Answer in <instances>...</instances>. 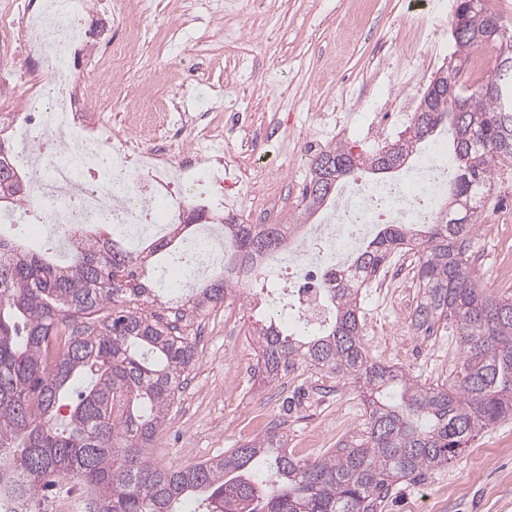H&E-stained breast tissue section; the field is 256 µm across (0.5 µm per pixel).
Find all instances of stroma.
Segmentation results:
<instances>
[{
	"instance_id": "1",
	"label": "stroma",
	"mask_w": 512,
	"mask_h": 512,
	"mask_svg": "<svg viewBox=\"0 0 512 512\" xmlns=\"http://www.w3.org/2000/svg\"><path fill=\"white\" fill-rule=\"evenodd\" d=\"M178 0H152L145 22L154 36L140 44L143 64L134 82L164 77L184 86L189 111L223 119L224 85L240 51L251 76L242 94L244 127L225 135L224 149L241 152L257 172L273 157L291 165L275 187L283 218L301 209L313 152L343 141L371 153L408 137L420 97L454 50V18L437 14L429 0H238L216 21L193 24L184 53L164 48ZM362 10L357 30L346 19ZM228 28L244 30L247 48L225 43ZM469 263L479 284L493 294L512 293L497 266L512 255V164L494 177L489 197L475 216ZM274 284L265 278L242 294L195 316L199 359L182 378L152 457L164 465L189 466L259 437L271 428L288 436V450L314 459L346 437L364 433L367 416L356 389L336 374L298 361L275 381L258 376L253 332L276 316ZM417 288L398 289L384 300L375 286L359 293L363 342L371 356L401 367L420 383L447 380L462 349L460 330L418 334L400 312L415 308ZM382 512H512V420L485 430L461 460L394 486Z\"/></svg>"
}]
</instances>
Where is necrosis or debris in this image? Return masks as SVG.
<instances>
[{
    "label": "necrosis or debris",
    "instance_id": "obj_1",
    "mask_svg": "<svg viewBox=\"0 0 512 512\" xmlns=\"http://www.w3.org/2000/svg\"><path fill=\"white\" fill-rule=\"evenodd\" d=\"M146 0H11L0 9V88L16 90L28 81L18 63L32 57L46 64L42 82L48 103L39 112H18L0 101V131L13 143L12 164L26 171L34 186L29 207L52 230L88 231L110 224L133 237L150 234L155 224L176 223L184 186L211 185L209 206L242 198L245 188L269 184L268 176H238L232 159L213 156L211 144L224 130L199 131L191 149L170 155L165 148L139 147L138 132L182 128L184 115L165 112L162 81L126 84L139 61L133 51L150 32L142 18ZM119 24L121 40L97 38V22ZM90 59L95 81L86 84L67 69L70 60ZM139 110L122 131L112 128V112L122 102ZM448 182V167L437 153L423 157L398 182L358 183L340 199L329 220L315 225L266 276L278 282L274 308L312 326L328 317L326 289L336 274L349 271L359 243L377 224H426Z\"/></svg>",
    "mask_w": 512,
    "mask_h": 512
}]
</instances>
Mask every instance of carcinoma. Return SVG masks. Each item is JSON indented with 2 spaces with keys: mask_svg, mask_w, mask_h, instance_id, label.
Here are the masks:
<instances>
[{
  "mask_svg": "<svg viewBox=\"0 0 512 512\" xmlns=\"http://www.w3.org/2000/svg\"><path fill=\"white\" fill-rule=\"evenodd\" d=\"M501 17L485 0H456L454 54L496 50L493 74L464 82L458 63L432 81L454 84L464 108L444 104L417 112L410 136L366 155L341 142L317 158L336 161L332 190L318 187L312 166L299 223L336 201L340 185L409 168L422 145L442 140L457 176L430 224H385L359 248L354 271L336 277L328 320L310 334L288 333L271 320L255 330L258 365L275 379L300 360L362 389L368 423L313 460L288 452L276 430L188 467H159L151 459L156 435L196 363L197 346L162 323L148 306L167 304L158 277L195 236L170 233L133 242L121 231L88 238L61 251L34 250L19 230L18 210L32 193L1 161L0 139V512H35L45 492L75 479L94 492L95 512H178L191 499L198 512H378L392 485L453 462L478 434L512 417V294L477 287L468 246L475 214L499 165L512 160V31L494 35ZM499 80L494 91L487 86ZM224 260L190 283L180 297L190 312L224 303L255 275L258 262L286 246L282 224L222 225ZM413 251L419 301L415 329L430 335L440 323L465 330L460 362L448 382L422 385L406 371L372 361L362 342L360 288L391 254ZM87 380L69 414L56 412L76 378Z\"/></svg>",
  "mask_w": 512,
  "mask_h": 512,
  "instance_id": "cac0c4a2",
  "label": "carcinoma"
}]
</instances>
